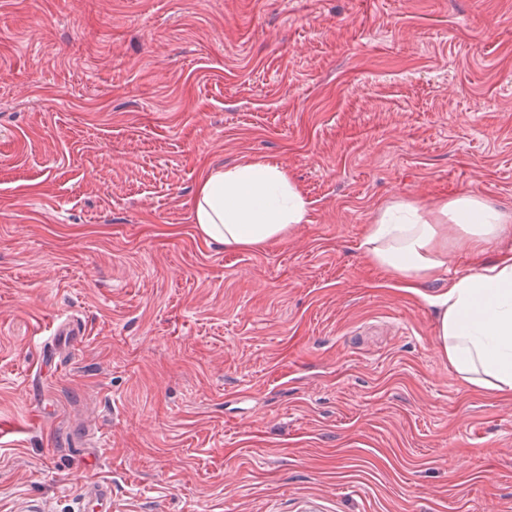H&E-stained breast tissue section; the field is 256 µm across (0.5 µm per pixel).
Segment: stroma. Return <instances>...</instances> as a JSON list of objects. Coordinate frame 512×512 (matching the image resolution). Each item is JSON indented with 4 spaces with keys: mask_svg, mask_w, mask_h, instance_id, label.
<instances>
[{
    "mask_svg": "<svg viewBox=\"0 0 512 512\" xmlns=\"http://www.w3.org/2000/svg\"><path fill=\"white\" fill-rule=\"evenodd\" d=\"M245 160L311 221L227 251L193 198ZM459 191L512 212V0H0V512H512L446 282L358 248ZM84 498L88 502H93L98 511L107 512L111 510L112 491L110 487L103 483H91L86 487ZM91 508L94 511V508Z\"/></svg>",
    "mask_w": 512,
    "mask_h": 512,
    "instance_id": "stroma-1",
    "label": "stroma"
}]
</instances>
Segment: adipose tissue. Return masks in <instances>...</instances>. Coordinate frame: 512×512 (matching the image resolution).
I'll list each match as a JSON object with an SVG mask.
<instances>
[{"label":"adipose tissue","mask_w":512,"mask_h":512,"mask_svg":"<svg viewBox=\"0 0 512 512\" xmlns=\"http://www.w3.org/2000/svg\"><path fill=\"white\" fill-rule=\"evenodd\" d=\"M193 210L199 232L229 250L264 247L310 221L305 194L273 161L210 170ZM452 232L478 251L512 234V214L472 192L426 206L398 198L376 211L359 247L403 291L447 280L439 298L443 357L475 390L512 395V251L453 276L448 272Z\"/></svg>","instance_id":"adipose-tissue-1"}]
</instances>
